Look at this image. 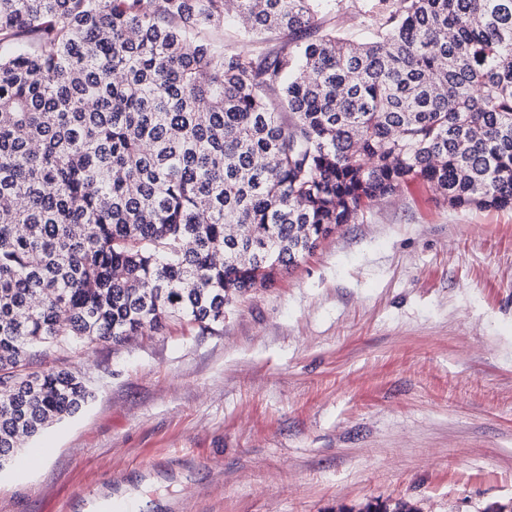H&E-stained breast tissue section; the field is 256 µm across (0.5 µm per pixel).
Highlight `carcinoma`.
<instances>
[{
    "label": "carcinoma",
    "instance_id": "obj_1",
    "mask_svg": "<svg viewBox=\"0 0 512 512\" xmlns=\"http://www.w3.org/2000/svg\"><path fill=\"white\" fill-rule=\"evenodd\" d=\"M325 2L0 0V468L92 397L33 360L212 332L410 176L512 207V0ZM336 30L342 36L357 41L368 40L372 34L369 24L354 11H349L339 18L336 22Z\"/></svg>",
    "mask_w": 512,
    "mask_h": 512
}]
</instances>
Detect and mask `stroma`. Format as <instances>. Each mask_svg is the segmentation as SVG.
I'll return each mask as SVG.
<instances>
[{
	"mask_svg": "<svg viewBox=\"0 0 512 512\" xmlns=\"http://www.w3.org/2000/svg\"><path fill=\"white\" fill-rule=\"evenodd\" d=\"M93 392L0 469V512L512 506V208L409 179L213 334L61 353ZM91 489L93 500L76 496Z\"/></svg>",
	"mask_w": 512,
	"mask_h": 512,
	"instance_id": "stroma-1",
	"label": "stroma"
}]
</instances>
